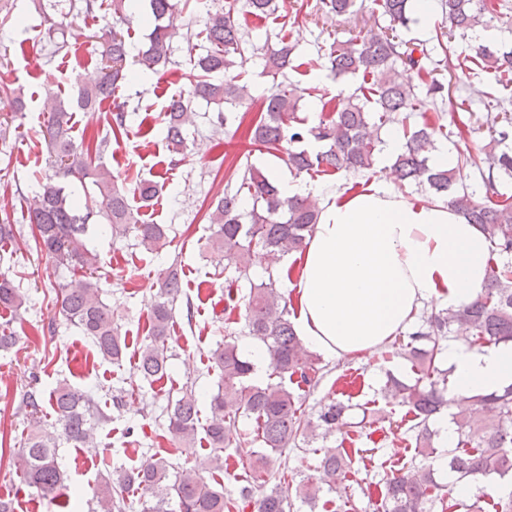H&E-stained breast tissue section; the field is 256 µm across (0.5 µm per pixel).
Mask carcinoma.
I'll use <instances>...</instances> for the list:
<instances>
[{
    "label": "carcinoma",
    "mask_w": 512,
    "mask_h": 512,
    "mask_svg": "<svg viewBox=\"0 0 512 512\" xmlns=\"http://www.w3.org/2000/svg\"><path fill=\"white\" fill-rule=\"evenodd\" d=\"M180 0H149L151 30L133 60H128L129 44L117 24L130 22L129 0H111L112 27L102 34L100 76L92 85H82L73 93L70 109L94 111L111 98L119 85L134 78V72H159L170 63L171 41L177 34L176 20L181 14ZM412 0H373L374 10L389 19L391 29L415 22ZM356 0H319V9L334 17L353 13ZM442 21L448 32L435 36L434 50L441 51L447 66L459 55L443 41L459 32L463 37L482 25L488 9L486 0H440ZM244 11L258 18L276 13V0H225L224 9L211 14L205 24L206 54L190 61L191 72L185 93L174 98L164 115L166 140L175 151L185 146L184 127L188 109L195 100L217 106V124L233 120L243 123L244 116L223 110L226 104L241 106L254 102L249 85L224 74L245 58L248 41L235 15ZM482 68L500 75L512 74V51L494 55L486 46L474 47ZM420 56H414L415 52ZM294 46L282 40L267 49L262 74L281 78L269 95L260 101L257 114L249 125L251 144L266 150L286 149V164L291 172L335 174L341 171L365 172L374 167L375 152L382 144L378 131L398 121L402 112H415L419 104L415 87L406 82L404 73H422L429 51L403 46L396 36L385 33L369 39H351L323 54L325 67L336 77H362V84L351 94L327 101L324 114L313 126L298 115L299 87L288 81L287 69ZM403 70H398V67ZM72 113L59 105L53 109L43 135L51 154V173L38 182L36 204L29 222L34 229L36 247L48 256L56 268L71 273L70 280L56 290L54 306L80 333L86 336L105 360L119 363L127 344L112 320V310L100 296L101 274L98 257L85 243L89 225L99 215L115 236H132L147 251H157L171 243L164 224H144L135 216L128 191L102 162L108 139L97 142L76 140L72 135ZM494 135L481 155H463L457 167L448 169L431 162L435 128L428 122L401 123L403 143L395 155L392 169L399 187L415 185L427 189L434 199L454 208L469 224L477 225L488 239L491 254H512V202L492 201L501 197L494 171L512 176V153L496 152V145L512 138V113L501 109L492 119ZM322 143L320 150L307 149L310 140ZM479 172L485 186V199L477 201L469 193L464 172ZM91 180L100 197L99 211L84 209L69 199L67 187ZM319 207L311 196L284 197L272 177L258 168L245 166L240 184H227L224 195L209 207L208 220L213 231L211 246L224 254L225 268L239 275L247 274L260 256L292 254L303 250L307 237L318 223ZM249 293L244 300V328L252 339L261 342L267 352L268 366L278 378L275 383H246L252 373L251 363L230 341L214 350L211 359L220 371L218 391L211 397V417L199 421L195 392L187 390L170 405L165 427L166 438L173 444L193 445L198 431H203L212 448L207 470L224 471L223 449L237 441L235 423L243 414L254 420L255 441L268 453H255V469L273 474L274 455L302 437L314 440L344 433L351 426L350 406L335 399L320 406L315 417L304 415L299 397L288 390L314 387L319 382L317 358L296 335L290 319L288 301L276 287L273 276L259 283L248 280ZM181 292L176 264H171L161 278L158 299L151 312L148 342L144 343L139 370L144 378L156 381L167 370L166 340L174 319V304ZM25 298L13 280L0 274V308L21 317ZM454 338L482 347L512 342V266L490 267L482 290L456 311L434 310L423 324L408 335V342L395 348V354L412 362L416 378L406 383L387 374L385 389L408 407L417 429L415 447L421 461L384 479L383 512H431L444 485L436 480L435 460L448 458V476L458 480L480 477L512 478V384L471 399L475 412L486 417L481 427L470 424L466 415L453 417L459 433L456 446L442 452L434 448L435 435L429 421L449 405L448 377L439 368L442 342ZM49 401L57 415L56 423L42 420L44 401ZM18 409L29 423L26 438L17 448H3L8 453L26 485L44 494L67 488L65 474L57 461V448L64 440L77 447L85 443L99 426L111 421L102 410H94L88 392L63 379L49 392V398L30 388L20 396ZM352 459L346 452L331 453L319 465L316 484L299 485L295 492L276 484H250L239 491L236 500L224 495V488L209 483L202 471L183 468L170 472L172 464L152 455L140 467L117 476L116 484L106 487L97 500L99 512H126L129 505L123 495L135 485L146 500L141 512H225L231 508H253V512H291L293 497L310 508L316 507L322 490L335 492L345 478Z\"/></svg>",
    "instance_id": "1"
}]
</instances>
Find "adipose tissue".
I'll return each mask as SVG.
<instances>
[{
  "instance_id": "obj_1",
  "label": "adipose tissue",
  "mask_w": 512,
  "mask_h": 512,
  "mask_svg": "<svg viewBox=\"0 0 512 512\" xmlns=\"http://www.w3.org/2000/svg\"><path fill=\"white\" fill-rule=\"evenodd\" d=\"M320 215L294 290L299 338L329 358L378 350L415 319L424 300L456 310L483 288L490 244L448 206L412 202L386 182L318 194ZM449 396L456 405L512 384V342L449 344Z\"/></svg>"
}]
</instances>
